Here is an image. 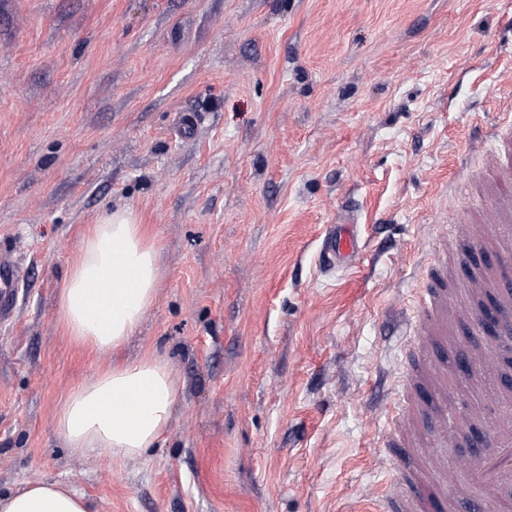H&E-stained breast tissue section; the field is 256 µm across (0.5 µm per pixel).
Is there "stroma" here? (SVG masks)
Instances as JSON below:
<instances>
[{
	"label": "stroma",
	"instance_id": "1",
	"mask_svg": "<svg viewBox=\"0 0 512 512\" xmlns=\"http://www.w3.org/2000/svg\"><path fill=\"white\" fill-rule=\"evenodd\" d=\"M512 0H0V492L62 481L90 512H375L376 435L434 236L489 179L512 114ZM191 113L196 126L179 132ZM131 210L162 282L121 356L181 386L144 455L56 431L108 354L57 296L84 233ZM355 225L359 268L318 265ZM23 271L7 255L0 254V319H7L17 302V285Z\"/></svg>",
	"mask_w": 512,
	"mask_h": 512
}]
</instances>
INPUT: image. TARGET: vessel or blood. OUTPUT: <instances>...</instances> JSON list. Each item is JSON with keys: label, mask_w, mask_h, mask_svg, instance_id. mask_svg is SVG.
Returning a JSON list of instances; mask_svg holds the SVG:
<instances>
[{"label": "vessel or blood", "mask_w": 512, "mask_h": 512, "mask_svg": "<svg viewBox=\"0 0 512 512\" xmlns=\"http://www.w3.org/2000/svg\"><path fill=\"white\" fill-rule=\"evenodd\" d=\"M496 141L502 158L494 183L495 206L485 212L484 230L495 237V279H487L471 264L470 241L474 231L466 221L449 225L429 252L432 277L420 282L418 314L402 332L410 340L411 364L404 374L402 394L388 416L387 435L401 439L407 457L420 454V439L410 434L420 412H428L440 429L430 439L434 448L448 446L463 418L484 415L491 424V442L463 468L449 466L441 457L428 460L433 480L414 475L409 487L386 486L392 500L390 512H452L456 501L474 498L476 504L499 512L512 503V390L492 386L487 377L501 360L512 358V118L503 121ZM361 246L352 224H329L323 231L320 258L323 267L356 264ZM23 272L7 255L0 254V319H7L17 302V285ZM493 293L495 322L485 327L481 313L471 309V299ZM466 324L474 336L484 337V347L473 350L468 362L474 372L469 385L476 388L478 402L491 404V411L478 412L476 405L458 401L448 375L435 360L434 351L444 349L449 322Z\"/></svg>", "instance_id": "b4317fda"}]
</instances>
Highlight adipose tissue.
<instances>
[{
	"instance_id": "obj_1",
	"label": "adipose tissue",
	"mask_w": 512,
	"mask_h": 512,
	"mask_svg": "<svg viewBox=\"0 0 512 512\" xmlns=\"http://www.w3.org/2000/svg\"><path fill=\"white\" fill-rule=\"evenodd\" d=\"M159 252L126 211L104 212L84 235L57 302L67 336L115 352L137 334L160 284ZM180 384L162 358L117 362L75 382L56 413L68 448L83 455L135 457L169 430ZM0 512H89L65 484L33 480L1 494Z\"/></svg>"
}]
</instances>
